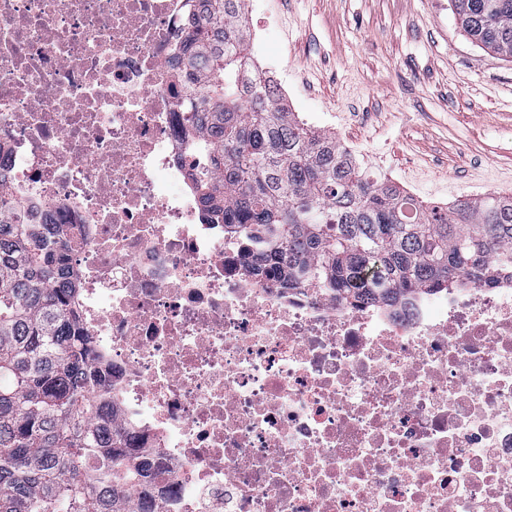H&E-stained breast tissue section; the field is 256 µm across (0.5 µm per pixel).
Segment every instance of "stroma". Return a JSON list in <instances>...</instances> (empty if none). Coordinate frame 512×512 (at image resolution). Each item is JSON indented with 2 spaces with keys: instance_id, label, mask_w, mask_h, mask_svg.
I'll return each mask as SVG.
<instances>
[{
  "instance_id": "stroma-1",
  "label": "stroma",
  "mask_w": 512,
  "mask_h": 512,
  "mask_svg": "<svg viewBox=\"0 0 512 512\" xmlns=\"http://www.w3.org/2000/svg\"><path fill=\"white\" fill-rule=\"evenodd\" d=\"M255 64L289 111L426 205L512 193V61L450 0H250Z\"/></svg>"
}]
</instances>
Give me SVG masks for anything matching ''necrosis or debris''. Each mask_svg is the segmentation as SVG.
Listing matches in <instances>:
<instances>
[{
    "label": "necrosis or debris",
    "instance_id": "obj_1",
    "mask_svg": "<svg viewBox=\"0 0 512 512\" xmlns=\"http://www.w3.org/2000/svg\"><path fill=\"white\" fill-rule=\"evenodd\" d=\"M187 0H0V195L71 241L128 512H512V284L288 285L190 188Z\"/></svg>",
    "mask_w": 512,
    "mask_h": 512
}]
</instances>
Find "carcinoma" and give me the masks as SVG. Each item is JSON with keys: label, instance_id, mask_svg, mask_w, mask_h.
Returning <instances> with one entry per match:
<instances>
[{"label": "carcinoma", "instance_id": "1", "mask_svg": "<svg viewBox=\"0 0 512 512\" xmlns=\"http://www.w3.org/2000/svg\"><path fill=\"white\" fill-rule=\"evenodd\" d=\"M195 2L178 108L209 223L249 233L286 281L355 302L512 281V195L426 206L360 171L259 71L242 0ZM451 4L475 43L512 61V0ZM70 251L0 197V512H127L121 488L152 480V465L97 424L95 340L75 281L55 287Z\"/></svg>", "mask_w": 512, "mask_h": 512}]
</instances>
